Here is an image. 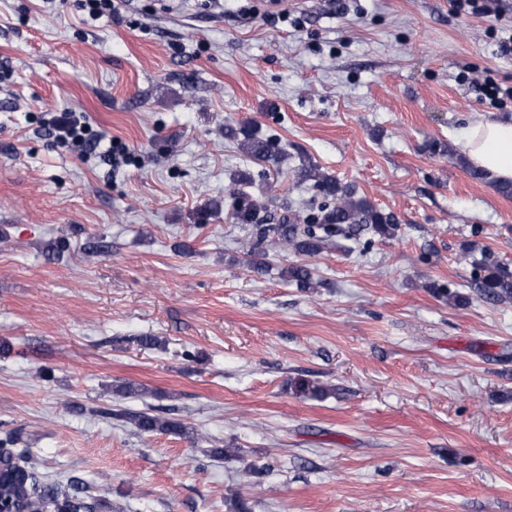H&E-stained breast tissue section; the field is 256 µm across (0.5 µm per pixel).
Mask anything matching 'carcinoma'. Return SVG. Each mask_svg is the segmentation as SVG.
<instances>
[{
    "instance_id": "cac0c4a2",
    "label": "carcinoma",
    "mask_w": 512,
    "mask_h": 512,
    "mask_svg": "<svg viewBox=\"0 0 512 512\" xmlns=\"http://www.w3.org/2000/svg\"><path fill=\"white\" fill-rule=\"evenodd\" d=\"M246 152L260 160L276 162L280 151L276 144L267 140L249 138L242 143ZM299 175L315 182L325 201L309 208V214L301 216L286 211L275 224L258 223V204L249 197L230 192L234 197L233 219L237 224L255 225V241L247 250L250 265L262 268L261 243L275 238L281 248L295 253L314 256L323 251L339 234L350 235L366 227L384 238H393L399 231L394 217L377 209L366 197L359 196L350 188L340 187L332 177L309 165L298 168ZM481 296L493 301L512 300V269L498 266L477 284ZM121 417L132 423L142 434L185 433L186 427L178 420L148 412H123ZM15 438L0 441V467L12 472V476L0 482V501L21 500L31 512H112L105 500L86 494L85 485L78 480L66 484L50 482L34 462L16 468V460L10 446Z\"/></svg>"
}]
</instances>
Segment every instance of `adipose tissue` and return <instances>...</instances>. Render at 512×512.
I'll return each mask as SVG.
<instances>
[{
	"label": "adipose tissue",
	"mask_w": 512,
	"mask_h": 512,
	"mask_svg": "<svg viewBox=\"0 0 512 512\" xmlns=\"http://www.w3.org/2000/svg\"><path fill=\"white\" fill-rule=\"evenodd\" d=\"M464 150L477 168L500 182H512V119L478 116L463 137Z\"/></svg>",
	"instance_id": "1"
}]
</instances>
